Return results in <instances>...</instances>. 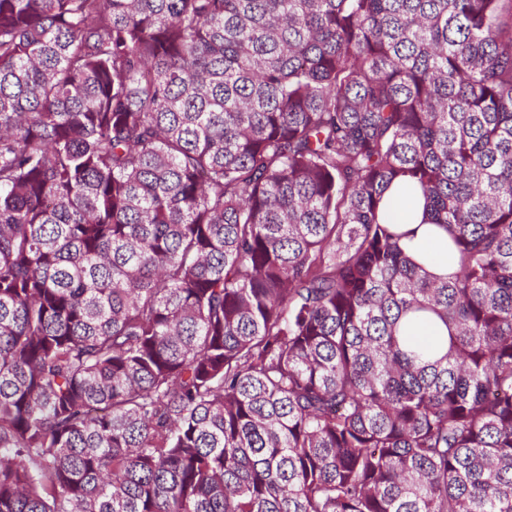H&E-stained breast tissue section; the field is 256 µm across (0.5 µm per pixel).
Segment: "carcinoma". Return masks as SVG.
<instances>
[{"instance_id": "1", "label": "carcinoma", "mask_w": 512, "mask_h": 512, "mask_svg": "<svg viewBox=\"0 0 512 512\" xmlns=\"http://www.w3.org/2000/svg\"><path fill=\"white\" fill-rule=\"evenodd\" d=\"M0 512H512V0H0ZM384 212L398 232H411L402 240L409 255L424 261L436 276L448 277L456 272L457 259L449 249L448 233L435 224H423L420 195H408L402 186H393L385 195Z\"/></svg>"}]
</instances>
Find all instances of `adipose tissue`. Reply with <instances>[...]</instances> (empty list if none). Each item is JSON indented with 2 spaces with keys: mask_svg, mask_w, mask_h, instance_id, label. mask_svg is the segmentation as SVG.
<instances>
[{
  "mask_svg": "<svg viewBox=\"0 0 512 512\" xmlns=\"http://www.w3.org/2000/svg\"><path fill=\"white\" fill-rule=\"evenodd\" d=\"M384 212L397 231L404 233L403 245L409 255L424 261L434 275L448 277L456 272L457 259L449 248L448 234L424 222L420 196L392 187L385 195Z\"/></svg>",
  "mask_w": 512,
  "mask_h": 512,
  "instance_id": "obj_1",
  "label": "adipose tissue"
}]
</instances>
